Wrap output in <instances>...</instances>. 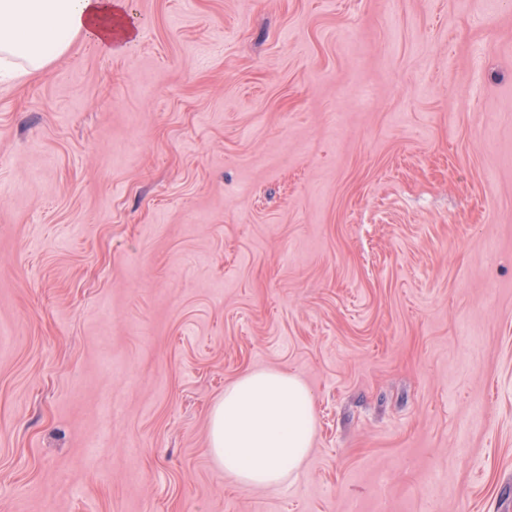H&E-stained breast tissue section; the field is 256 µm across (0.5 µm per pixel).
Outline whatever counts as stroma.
I'll return each mask as SVG.
<instances>
[{"instance_id":"obj_1","label":"stroma","mask_w":512,"mask_h":512,"mask_svg":"<svg viewBox=\"0 0 512 512\" xmlns=\"http://www.w3.org/2000/svg\"><path fill=\"white\" fill-rule=\"evenodd\" d=\"M0 85V512H512V0H128ZM298 375L300 474L210 411ZM315 435L307 386L283 370H253L212 408L210 451L244 488L277 489L299 473Z\"/></svg>"}]
</instances>
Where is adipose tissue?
Returning <instances> with one entry per match:
<instances>
[{"label":"adipose tissue","instance_id":"1","mask_svg":"<svg viewBox=\"0 0 512 512\" xmlns=\"http://www.w3.org/2000/svg\"><path fill=\"white\" fill-rule=\"evenodd\" d=\"M100 51L125 50L138 36L124 0H0V81L41 71L73 35ZM315 435L307 386L283 370H253L212 408L210 451L245 488L276 489L296 476Z\"/></svg>","mask_w":512,"mask_h":512}]
</instances>
